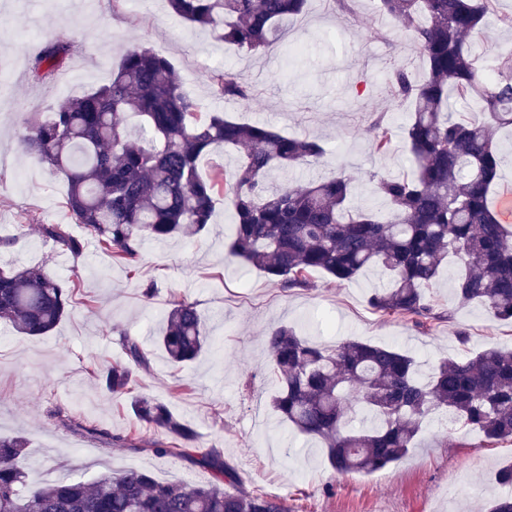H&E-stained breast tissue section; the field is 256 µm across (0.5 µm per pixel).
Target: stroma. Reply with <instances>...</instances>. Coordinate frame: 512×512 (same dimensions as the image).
I'll use <instances>...</instances> for the list:
<instances>
[{
    "label": "stroma",
    "mask_w": 512,
    "mask_h": 512,
    "mask_svg": "<svg viewBox=\"0 0 512 512\" xmlns=\"http://www.w3.org/2000/svg\"><path fill=\"white\" fill-rule=\"evenodd\" d=\"M50 33L66 36L75 50L54 79L41 83L30 60ZM133 44L169 58L185 92L208 107L323 141L324 159L274 172L268 187L299 186L341 163L356 181L353 204L361 207L374 202L369 173L410 170L404 140L387 154L373 152L372 123L381 114L396 127L406 122L409 107L393 99L388 71L405 61L418 71L423 60L407 34L381 17L376 0H351L346 11L310 0L281 41L261 54L216 41L171 14L166 0H0V237L13 241L0 250V265H40L75 285L72 308L45 336H23L0 322V435L26 438V465L46 482L137 468L163 482L207 483L210 472L187 459L123 446L129 433L150 442L161 437L131 409L132 398L144 394L187 421L198 447L218 449L237 469L242 490L283 499L290 512H486L499 492V468L512 462V443L489 447L476 434L433 422L398 464L374 474L337 472L318 441L274 411L276 382L263 342L273 327L289 325L315 345L355 339L408 352L426 366L488 347L511 349L512 324L455 296V264H444L428 289L435 316L419 327L371 310L379 269L341 285L315 271L309 287L285 288L239 263L227 253L235 226L220 202L206 231L145 240L132 272L76 223L66 183L19 149L27 121L108 83ZM225 69L247 79L252 99L217 93L212 75ZM45 224L66 225L82 241L81 254L44 242ZM181 299L196 303L215 346L178 368L157 338L169 307ZM125 334L150 352L151 365L131 393L115 395L100 386L97 371L124 361ZM58 407L115 442L86 443L57 427L50 412Z\"/></svg>",
    "instance_id": "obj_1"
}]
</instances>
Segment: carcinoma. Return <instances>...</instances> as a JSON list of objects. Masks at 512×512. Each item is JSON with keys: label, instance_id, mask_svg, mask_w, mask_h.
<instances>
[{"label": "carcinoma", "instance_id": "1", "mask_svg": "<svg viewBox=\"0 0 512 512\" xmlns=\"http://www.w3.org/2000/svg\"><path fill=\"white\" fill-rule=\"evenodd\" d=\"M308 0H168L170 11L220 41L248 52L279 40L288 19ZM495 0H379L380 11L404 30L424 60L414 72L391 69L393 96L413 106L403 137L410 173L370 175L373 193L390 215L352 209L355 186L341 170L299 187L273 191L275 169L308 165L326 154L307 136H288L270 126L239 122L211 111L183 90L174 65L151 49L128 48L111 81L59 103L27 127L22 150L50 166L68 184L67 206L75 220L136 266L147 238L198 234L212 223L217 196L235 218L229 255L288 288L306 287L321 271L350 281L376 267L385 284L368 303L384 316L421 325L435 318L426 290L448 259L458 264L454 292L503 322L512 321V231L489 203L503 162L496 129L512 126V53L497 56V78L485 80L476 65L475 37L500 24L512 28ZM72 52L62 35L44 39L31 59L36 80L53 79ZM212 80L226 99L247 100L252 87L239 75L217 71ZM483 104L487 119L457 117L456 105ZM373 151L387 153L392 127L374 122ZM221 147L239 155L228 175L217 168L204 179L198 160ZM43 239L73 255L81 242L62 224L41 226ZM73 289L42 266L0 268V321L19 334L38 337L66 316ZM197 306L172 304L157 343L181 366L207 348ZM278 383L273 408L299 432L321 441L328 463L340 473H373L402 461L425 426L440 418L482 436L489 445L512 442V350L487 348L462 359H442L420 372L415 358L392 347L346 340L316 346L294 328L279 326L264 338ZM127 363L101 370V385L129 391L134 370L150 367L138 339L123 336ZM134 414L164 433L131 450L180 456L211 473L205 485L161 482L138 469H123L91 483H46L25 465V442L0 437V512H289L285 501L238 489V474L220 452L195 447L196 431L166 406L146 396ZM362 415L372 424L349 428ZM55 423L85 438L108 433L55 410Z\"/></svg>", "mask_w": 512, "mask_h": 512}]
</instances>
